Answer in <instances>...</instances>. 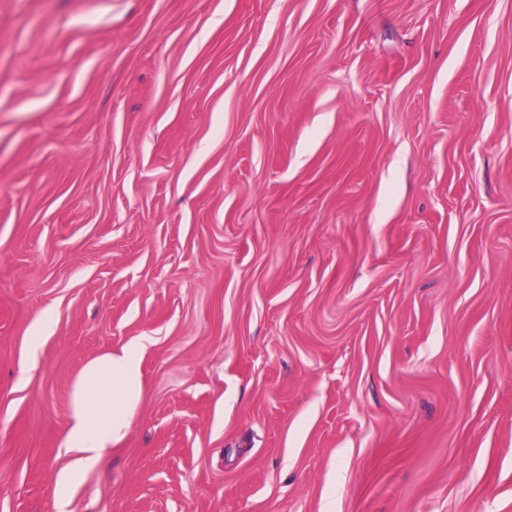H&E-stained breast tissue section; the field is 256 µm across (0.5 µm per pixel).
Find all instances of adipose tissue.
<instances>
[{"instance_id": "ef3b65f1", "label": "adipose tissue", "mask_w": 512, "mask_h": 512, "mask_svg": "<svg viewBox=\"0 0 512 512\" xmlns=\"http://www.w3.org/2000/svg\"><path fill=\"white\" fill-rule=\"evenodd\" d=\"M141 360V344L131 343L90 360L76 377L63 446L79 457L57 473L59 494H66L83 471L106 467L110 449L125 439L145 400Z\"/></svg>"}]
</instances>
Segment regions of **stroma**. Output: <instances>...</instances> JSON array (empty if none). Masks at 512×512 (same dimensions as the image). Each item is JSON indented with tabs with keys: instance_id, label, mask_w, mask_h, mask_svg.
Masks as SVG:
<instances>
[{
	"instance_id": "obj_1",
	"label": "stroma",
	"mask_w": 512,
	"mask_h": 512,
	"mask_svg": "<svg viewBox=\"0 0 512 512\" xmlns=\"http://www.w3.org/2000/svg\"><path fill=\"white\" fill-rule=\"evenodd\" d=\"M0 512H512V0H0ZM141 360V344L130 343L90 360L76 377L62 444L80 456L55 476L60 495L83 471L106 467L109 450L125 439L145 400Z\"/></svg>"
}]
</instances>
